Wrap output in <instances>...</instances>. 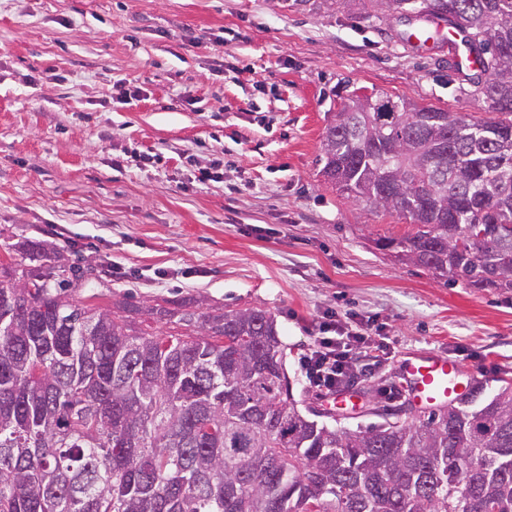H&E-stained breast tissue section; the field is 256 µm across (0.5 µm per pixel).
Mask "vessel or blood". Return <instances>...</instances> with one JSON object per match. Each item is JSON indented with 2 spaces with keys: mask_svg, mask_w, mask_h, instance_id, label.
Masks as SVG:
<instances>
[{
  "mask_svg": "<svg viewBox=\"0 0 512 512\" xmlns=\"http://www.w3.org/2000/svg\"><path fill=\"white\" fill-rule=\"evenodd\" d=\"M401 378L412 403L422 409L448 403L473 387L472 379L462 378L452 359L438 354L405 360Z\"/></svg>",
  "mask_w": 512,
  "mask_h": 512,
  "instance_id": "b4317fda",
  "label": "vessel or blood"
}]
</instances>
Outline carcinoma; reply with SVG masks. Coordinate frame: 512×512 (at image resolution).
Instances as JSON below:
<instances>
[{
  "mask_svg": "<svg viewBox=\"0 0 512 512\" xmlns=\"http://www.w3.org/2000/svg\"><path fill=\"white\" fill-rule=\"evenodd\" d=\"M461 35L491 117L330 112L320 174L412 230L377 249L446 285L512 289V0H372ZM0 260V512H512V379L430 411L302 414L277 320L194 299L80 305L44 241Z\"/></svg>",
  "mask_w": 512,
  "mask_h": 512,
  "instance_id": "obj_1",
  "label": "carcinoma"
}]
</instances>
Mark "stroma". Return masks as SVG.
<instances>
[{
	"label": "stroma",
	"mask_w": 512,
	"mask_h": 512,
	"mask_svg": "<svg viewBox=\"0 0 512 512\" xmlns=\"http://www.w3.org/2000/svg\"><path fill=\"white\" fill-rule=\"evenodd\" d=\"M423 24L369 0H0V259L37 238L72 265L113 263L74 294L99 308L261 307L299 409L331 426L404 402L401 365L426 352L496 389L512 376V290L396 262L374 242L410 224L318 175L344 85L486 114L457 49L408 40ZM214 157L223 182L193 184ZM331 309L380 346L347 417L299 363Z\"/></svg>",
	"instance_id": "stroma-1"
}]
</instances>
